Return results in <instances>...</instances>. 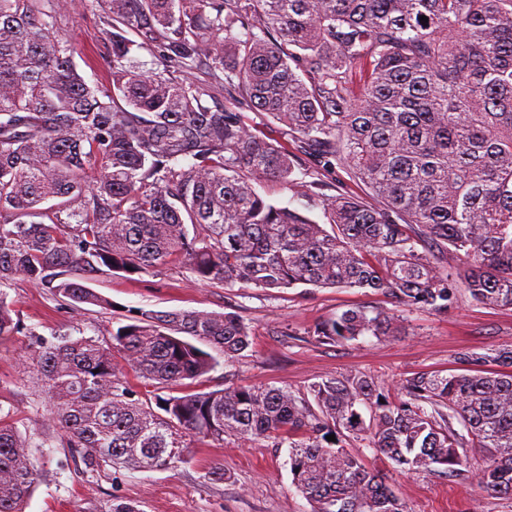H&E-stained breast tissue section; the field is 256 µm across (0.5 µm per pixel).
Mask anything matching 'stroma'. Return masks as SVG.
<instances>
[{"label": "stroma", "mask_w": 512, "mask_h": 512, "mask_svg": "<svg viewBox=\"0 0 512 512\" xmlns=\"http://www.w3.org/2000/svg\"><path fill=\"white\" fill-rule=\"evenodd\" d=\"M59 37L75 47L74 61L88 81L106 82L108 47L98 11L79 2L60 21ZM88 286L111 300V308L92 306L79 315L44 286L19 280L8 290L26 331L0 340V411L30 432H40L48 414V398L36 373L25 367L35 336L50 339L78 333L107 341L124 324L127 311L138 308L233 312L248 324L251 347L190 382L189 390L198 392L233 383L268 384L303 394L314 381L350 371L366 373L392 389L419 371H457L455 356L461 350L512 346V310L485 308L465 293L447 312L404 314L401 332L391 339L365 336L331 347L310 337L316 323L352 307L392 312L393 300L357 288L268 291L239 284H196L180 263L133 278L99 275ZM187 444L190 461L178 467L108 468L92 476L76 471L69 449H36L41 477L26 512H102L114 500L133 502L140 512H311L310 503L292 483L288 448L264 441L241 445L229 438L218 444L191 437ZM347 447L364 454L369 467L399 490L407 512H512V500L487 496L473 472L453 480L411 475L364 442L352 440ZM215 466L224 468L223 481L206 479Z\"/></svg>", "instance_id": "stroma-1"}]
</instances>
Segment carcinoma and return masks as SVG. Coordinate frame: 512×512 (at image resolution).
Segmentation results:
<instances>
[{
  "instance_id": "1",
  "label": "carcinoma",
  "mask_w": 512,
  "mask_h": 512,
  "mask_svg": "<svg viewBox=\"0 0 512 512\" xmlns=\"http://www.w3.org/2000/svg\"><path fill=\"white\" fill-rule=\"evenodd\" d=\"M93 6L111 47L100 85L58 38L68 0H0V339L26 330L6 292L17 280L82 312L112 306L86 275L175 261L204 285L370 289L439 313L464 291L512 310V0ZM143 51L162 68L137 69ZM197 71L224 76L228 105L204 104ZM241 107L271 117L293 150L253 135ZM303 155L346 169L377 204L328 196L327 229L258 191L276 180L314 195L321 180L295 178ZM450 256L463 264L456 278ZM399 328L394 313L351 308L309 335L334 346ZM251 343L237 314L152 309L108 342L36 339L49 416L36 442L0 414V512H25L39 477L31 449L56 431L83 474L175 468L187 436L286 444L311 512H407L345 449L350 437L448 478L469 470L472 448L487 458L480 486L512 500V348L461 352L467 372H417L395 397L359 371L312 383L308 398L266 385L179 390Z\"/></svg>"
}]
</instances>
